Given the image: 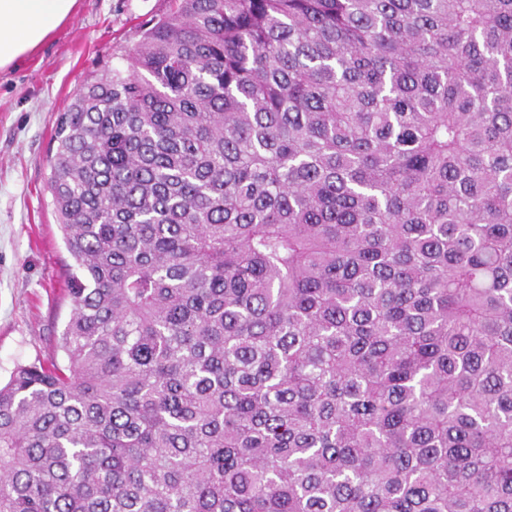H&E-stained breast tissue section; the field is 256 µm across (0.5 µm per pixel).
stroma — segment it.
I'll list each match as a JSON object with an SVG mask.
<instances>
[{"instance_id": "35a3bbf8", "label": "stroma", "mask_w": 512, "mask_h": 512, "mask_svg": "<svg viewBox=\"0 0 512 512\" xmlns=\"http://www.w3.org/2000/svg\"><path fill=\"white\" fill-rule=\"evenodd\" d=\"M171 0H78L75 12L21 63L0 70V383L20 364L61 362L72 302L48 189L60 112L104 69L125 66L140 22Z\"/></svg>"}]
</instances>
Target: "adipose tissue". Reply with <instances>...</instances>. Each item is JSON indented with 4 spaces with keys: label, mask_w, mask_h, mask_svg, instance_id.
<instances>
[{
    "label": "adipose tissue",
    "mask_w": 512,
    "mask_h": 512,
    "mask_svg": "<svg viewBox=\"0 0 512 512\" xmlns=\"http://www.w3.org/2000/svg\"><path fill=\"white\" fill-rule=\"evenodd\" d=\"M77 0H0V69L35 51L73 14Z\"/></svg>",
    "instance_id": "1"
}]
</instances>
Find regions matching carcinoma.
I'll use <instances>...</instances> for the list:
<instances>
[{"label":"carcinoma","mask_w":512,"mask_h":512,"mask_svg":"<svg viewBox=\"0 0 512 512\" xmlns=\"http://www.w3.org/2000/svg\"><path fill=\"white\" fill-rule=\"evenodd\" d=\"M172 2L59 116L0 512H512V0Z\"/></svg>","instance_id":"carcinoma-1"}]
</instances>
